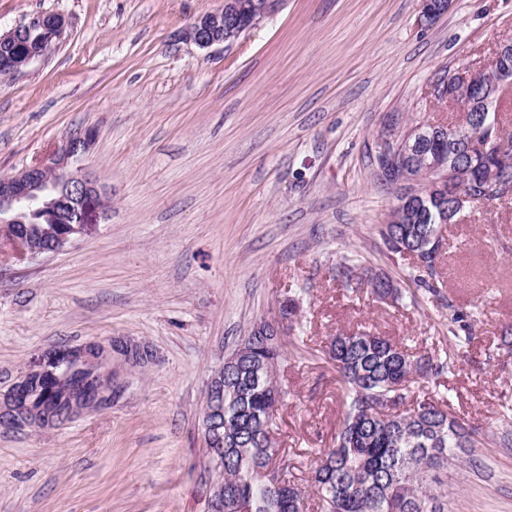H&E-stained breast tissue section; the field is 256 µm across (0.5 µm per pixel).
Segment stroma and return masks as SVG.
<instances>
[{
  "instance_id": "stroma-1",
  "label": "stroma",
  "mask_w": 512,
  "mask_h": 512,
  "mask_svg": "<svg viewBox=\"0 0 512 512\" xmlns=\"http://www.w3.org/2000/svg\"><path fill=\"white\" fill-rule=\"evenodd\" d=\"M221 4L0 0L1 31L36 12L70 21L49 58L0 77V176L90 129L80 165L109 197L69 251L0 263V388L54 346L125 336L158 355L113 359L110 409L0 429V512H208L206 385L264 321L281 333L291 481L306 485L347 409L324 347L365 330L454 355L412 392L444 398L482 440L473 464L448 468V512H512V198L443 226L440 299L350 297L336 280L346 256L401 284L417 275L380 234L397 192L379 145L456 120L429 88L512 39V0H454L426 30L419 0H283L234 42L178 39ZM290 298L301 310L286 322ZM452 307L471 314L469 340L449 332Z\"/></svg>"
}]
</instances>
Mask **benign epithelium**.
Returning <instances> with one entry per match:
<instances>
[{
    "instance_id": "7a95c632",
    "label": "benign epithelium",
    "mask_w": 512,
    "mask_h": 512,
    "mask_svg": "<svg viewBox=\"0 0 512 512\" xmlns=\"http://www.w3.org/2000/svg\"><path fill=\"white\" fill-rule=\"evenodd\" d=\"M419 21L432 23L444 15L451 0H420ZM281 0H265L262 9L254 12L246 0H223L220 8L197 17L182 31V39L200 48L232 42L244 31L273 13ZM69 21L60 13L41 12L30 16L8 31L0 32V47L7 49L0 55V70L14 76L24 72L43 55L27 39V33L41 30L57 43L67 33ZM512 52V40L495 45L489 53V64L496 67L493 80L481 81L485 66L476 70L465 68L449 74L430 88V94L446 97L462 112V134L479 126L483 138V152L495 144L493 130L497 128L491 114L505 92L512 89V69L497 66V62ZM431 134L428 128H416L398 143L403 157L409 159ZM92 145L88 132L68 136L47 158L24 169L23 174L0 176V253L4 259L16 262L32 261L42 255L67 251L86 232L92 218L106 211V193L89 173L73 167ZM475 185L486 194L500 198L512 196V177L505 176L493 166L479 171ZM469 204L464 195L455 196L449 206L439 209L438 223L455 224ZM41 215L47 230L48 244L38 249L29 241L21 226L30 218ZM120 357L132 366H144L157 359L148 345L125 337H110L82 344L63 345L44 351L34 357L10 386L0 390V427L6 430L26 428H61L83 415L112 407L116 388L112 381V358ZM79 365L85 373L71 383L73 402L70 420L53 416L47 403L35 398L30 383L37 379L46 383L44 394L53 390V382L65 379L56 373L61 366ZM209 401L203 417V436L208 448V465L220 478L211 487L210 501L214 512H224V435L218 427V416L224 414L223 377L213 376L208 383Z\"/></svg>"
}]
</instances>
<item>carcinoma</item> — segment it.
I'll return each instance as SVG.
<instances>
[{
  "instance_id": "obj_1",
  "label": "carcinoma",
  "mask_w": 512,
  "mask_h": 512,
  "mask_svg": "<svg viewBox=\"0 0 512 512\" xmlns=\"http://www.w3.org/2000/svg\"><path fill=\"white\" fill-rule=\"evenodd\" d=\"M496 149L474 148L475 161L512 170V133L498 130ZM460 167L431 171L411 160L406 180L425 204L400 212L393 208L381 230L393 254L413 249L424 230H438L435 213L450 203L445 194L466 193L476 171L468 155ZM441 242L422 250L427 277L410 279L411 302L428 295L440 298L436 262ZM358 260L345 257L336 265L343 290L362 285L379 294L388 277L364 280ZM453 335L468 337V315L448 306ZM272 337L252 332L238 348L250 352L237 366L224 367V512H304L306 491L288 481V458L279 448H264L272 436L274 396L283 394L270 369L279 364L280 347ZM326 353L347 389V411L336 432V447L318 452L310 488L317 512H448V463L471 461L479 440L444 401L428 397L400 411L417 376L438 377L454 367V358L413 355L386 336L355 332L334 336Z\"/></svg>"
}]
</instances>
